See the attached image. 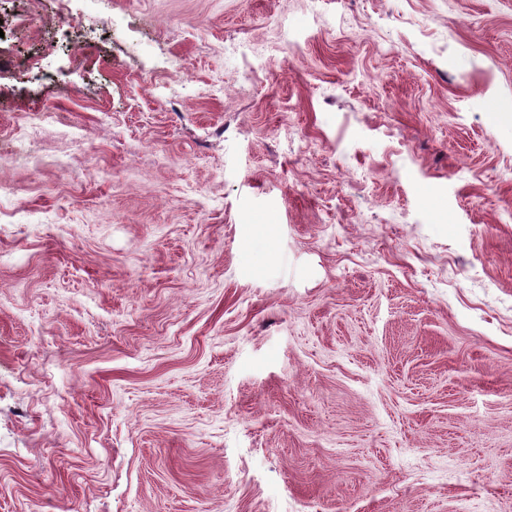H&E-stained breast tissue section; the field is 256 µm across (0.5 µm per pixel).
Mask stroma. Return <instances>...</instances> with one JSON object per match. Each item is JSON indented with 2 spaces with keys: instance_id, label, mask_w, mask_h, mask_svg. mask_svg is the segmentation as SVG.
<instances>
[{
  "instance_id": "obj_1",
  "label": "stroma",
  "mask_w": 512,
  "mask_h": 512,
  "mask_svg": "<svg viewBox=\"0 0 512 512\" xmlns=\"http://www.w3.org/2000/svg\"><path fill=\"white\" fill-rule=\"evenodd\" d=\"M57 12L0 0V512H512V0Z\"/></svg>"
}]
</instances>
